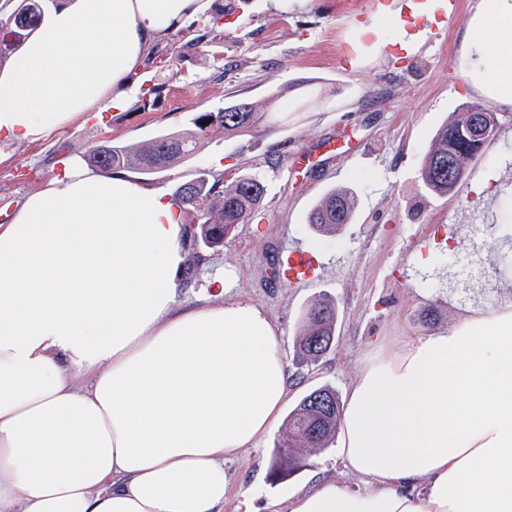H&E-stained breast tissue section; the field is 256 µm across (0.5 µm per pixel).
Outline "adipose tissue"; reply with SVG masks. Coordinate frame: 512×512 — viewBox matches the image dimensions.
Wrapping results in <instances>:
<instances>
[{
  "instance_id": "adipose-tissue-1",
  "label": "adipose tissue",
  "mask_w": 512,
  "mask_h": 512,
  "mask_svg": "<svg viewBox=\"0 0 512 512\" xmlns=\"http://www.w3.org/2000/svg\"><path fill=\"white\" fill-rule=\"evenodd\" d=\"M209 0H56L0 71V131L119 108L148 49ZM512 102V0L470 32ZM179 208L74 170L0 225V512H224L225 460L280 422L281 331L245 302L177 307ZM338 456L269 512H512V303L370 354Z\"/></svg>"
}]
</instances>
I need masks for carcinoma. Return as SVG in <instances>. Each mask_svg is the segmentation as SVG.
<instances>
[{"label":"carcinoma","mask_w":512,"mask_h":512,"mask_svg":"<svg viewBox=\"0 0 512 512\" xmlns=\"http://www.w3.org/2000/svg\"><path fill=\"white\" fill-rule=\"evenodd\" d=\"M246 0H215L208 36L210 43L224 40L220 22L224 15L238 9ZM44 16L42 0H16L10 13L0 17V38L9 47L0 50V68L37 30ZM488 108L464 105L441 127L432 149L423 157L419 178L433 196H455L461 186L448 180V168L469 172L470 163L486 150L490 143L479 144L471 137L472 113ZM278 118L273 112H263L250 102H239L221 112H200L193 118L194 130L181 135L156 136L138 147L120 144L98 145L87 150L91 164L103 172L134 166L145 175L172 168L193 156L214 133L231 140L263 127H273ZM265 197V185L257 177L243 174L224 184V176L200 173L193 181L179 186L174 201L189 216L185 223V238L193 248L208 249L224 243L241 224L248 223L260 209ZM355 208L354 197L344 190L329 192L308 215V223L322 232L331 233L351 223ZM304 329L296 339V356L302 362H315L332 347L335 339L336 306L320 301L306 309ZM342 407L336 391L318 388L307 394L289 413L278 442L280 454L290 457L299 448H325L336 432Z\"/></svg>","instance_id":"1"}]
</instances>
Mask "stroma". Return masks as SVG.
Wrapping results in <instances>:
<instances>
[{
    "label": "stroma",
    "mask_w": 512,
    "mask_h": 512,
    "mask_svg": "<svg viewBox=\"0 0 512 512\" xmlns=\"http://www.w3.org/2000/svg\"><path fill=\"white\" fill-rule=\"evenodd\" d=\"M479 8L480 0H459L452 17L413 39L405 16L434 17L444 0H250L225 17L224 46L205 58L194 45L210 18L199 16L158 43L169 68L144 66L125 108L85 113L46 138L17 140L0 131V224L66 167L84 165L92 146L187 133L197 113L234 100L261 106L282 94L284 124L229 141L217 133L187 163L126 175L169 196L202 171L263 179L260 215L223 247L204 250L200 265L183 267L178 300L246 301L273 316L290 378L286 410L322 386L345 397L360 359L375 345L391 353L402 337L445 332L465 314L512 303V284L502 273L488 281L477 275L478 259L490 263L496 252L512 253V124L471 163L459 196L434 197L418 176L437 131L461 104L512 114V104L497 100L492 71L467 37ZM158 77L166 90L140 108ZM333 137L358 147L359 157L324 155L321 147ZM334 188L352 193L356 210L352 223L327 235L307 217ZM439 226L446 229L440 248L433 239ZM290 238L323 260L316 283L292 288L278 279L275 254ZM321 300L336 305V338L317 362L302 363L294 340L305 309ZM280 437L271 432L229 463L224 512H243L248 500L263 512L268 499L322 478L360 487L336 447L302 448L284 462Z\"/></svg>",
    "instance_id": "1"
}]
</instances>
